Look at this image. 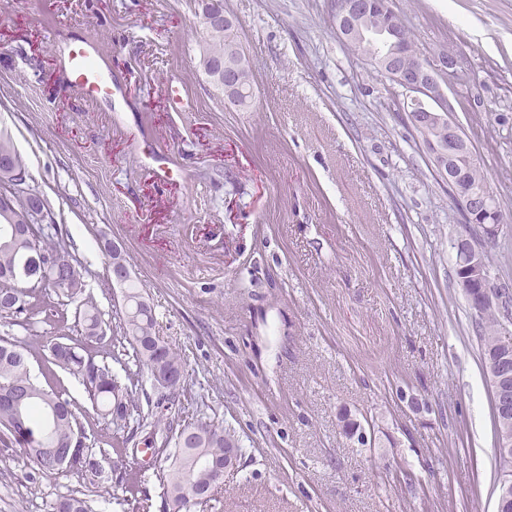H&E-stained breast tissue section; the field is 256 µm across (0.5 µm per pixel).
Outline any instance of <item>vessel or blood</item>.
Here are the masks:
<instances>
[{
    "label": "vessel or blood",
    "mask_w": 512,
    "mask_h": 512,
    "mask_svg": "<svg viewBox=\"0 0 512 512\" xmlns=\"http://www.w3.org/2000/svg\"><path fill=\"white\" fill-rule=\"evenodd\" d=\"M61 67L70 82L78 84L94 100L117 110L125 100V84L113 77L112 63L98 42L77 39L61 52Z\"/></svg>",
    "instance_id": "b4317fda"
}]
</instances>
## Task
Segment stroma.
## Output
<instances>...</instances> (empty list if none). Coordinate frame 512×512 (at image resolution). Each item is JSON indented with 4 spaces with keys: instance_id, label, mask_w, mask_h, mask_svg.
Here are the masks:
<instances>
[{
    "instance_id": "stroma-1",
    "label": "stroma",
    "mask_w": 512,
    "mask_h": 512,
    "mask_svg": "<svg viewBox=\"0 0 512 512\" xmlns=\"http://www.w3.org/2000/svg\"><path fill=\"white\" fill-rule=\"evenodd\" d=\"M423 52L454 50L468 83L453 120L482 158L505 222L467 223L407 113L341 41L336 0H224L254 65L231 110L199 64L198 0H0V131L8 133L81 265L108 336L122 316L104 241L121 244L156 329L187 370L184 418L244 449L217 512H496L492 391L453 242L473 239L512 296V0H390ZM101 42L128 86L116 120L67 87L53 43ZM174 84L190 106L170 108ZM166 153L158 183L143 152ZM0 319L26 344L80 338ZM38 384L81 407L111 469L123 439L66 371ZM374 424L372 446L341 413ZM0 512H48L83 487L6 455ZM411 480H404V473Z\"/></svg>"
}]
</instances>
